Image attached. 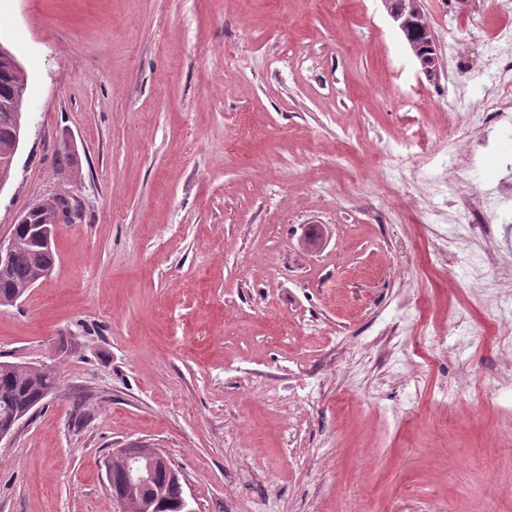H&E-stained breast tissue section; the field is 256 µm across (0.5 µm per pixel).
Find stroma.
Listing matches in <instances>:
<instances>
[{"label": "stroma", "mask_w": 512, "mask_h": 512, "mask_svg": "<svg viewBox=\"0 0 512 512\" xmlns=\"http://www.w3.org/2000/svg\"><path fill=\"white\" fill-rule=\"evenodd\" d=\"M422 6L431 80L381 0H0L28 79L0 234L84 210L0 307V359L57 377L0 512H122L139 442L194 512H512V125L475 119L512 13ZM42 207L38 209L30 218L27 224H46L49 226L44 227L41 231L44 243L51 246L52 239L58 229L54 224H67V219L70 222H75L76 219L81 218V211L78 206L74 204L70 208V212L66 214V201L63 196H49L41 200ZM54 225V226H52ZM112 453L114 454V459L122 461L130 470L132 477L138 481L142 482L146 480L144 470L147 471V469L142 466V459L145 457L148 458L149 461L148 468H165L172 477L180 479L178 471L172 467L169 459L160 448H153L152 453L146 455L142 452L139 445L131 444L125 448L112 449Z\"/></svg>", "instance_id": "stroma-1"}]
</instances>
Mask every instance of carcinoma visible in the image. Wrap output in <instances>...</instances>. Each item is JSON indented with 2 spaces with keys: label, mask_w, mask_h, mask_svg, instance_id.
<instances>
[{
  "label": "carcinoma",
  "mask_w": 512,
  "mask_h": 512,
  "mask_svg": "<svg viewBox=\"0 0 512 512\" xmlns=\"http://www.w3.org/2000/svg\"><path fill=\"white\" fill-rule=\"evenodd\" d=\"M27 80L20 78L11 61L0 58V162L7 159L14 145L13 104L25 96ZM67 222L66 201L61 196L42 199V207L30 218L32 224H64ZM16 245L8 259L6 273H0V306L20 300L37 282L50 273L55 253L41 244L25 225L14 228ZM56 387L54 372L41 365L0 364V426L13 414L39 405ZM112 490H122L119 502L131 497L143 501L158 500L150 512H184L179 508V486L157 472L142 488L130 487L123 466L112 462L108 471Z\"/></svg>",
  "instance_id": "carcinoma-1"
}]
</instances>
